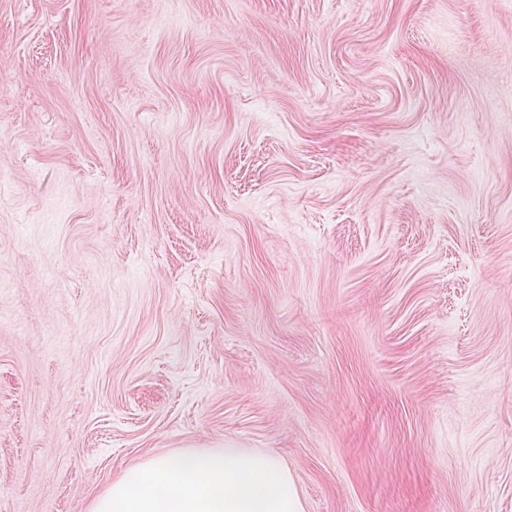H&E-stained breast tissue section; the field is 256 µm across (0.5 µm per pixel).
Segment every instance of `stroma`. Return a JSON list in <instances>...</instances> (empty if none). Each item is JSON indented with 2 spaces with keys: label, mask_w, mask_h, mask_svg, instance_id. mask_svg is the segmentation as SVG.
Returning a JSON list of instances; mask_svg holds the SVG:
<instances>
[{
  "label": "stroma",
  "mask_w": 512,
  "mask_h": 512,
  "mask_svg": "<svg viewBox=\"0 0 512 512\" xmlns=\"http://www.w3.org/2000/svg\"><path fill=\"white\" fill-rule=\"evenodd\" d=\"M186 448L512 512V0H0V512Z\"/></svg>",
  "instance_id": "35a3bbf8"
}]
</instances>
